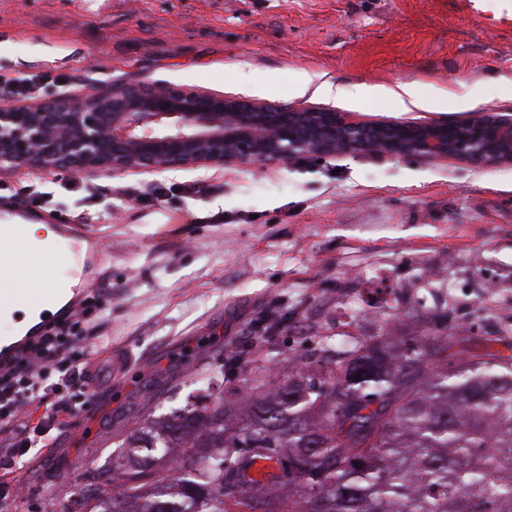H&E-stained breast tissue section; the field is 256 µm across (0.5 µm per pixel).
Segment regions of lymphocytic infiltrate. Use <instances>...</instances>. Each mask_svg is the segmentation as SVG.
I'll list each match as a JSON object with an SVG mask.
<instances>
[{
	"mask_svg": "<svg viewBox=\"0 0 512 512\" xmlns=\"http://www.w3.org/2000/svg\"><path fill=\"white\" fill-rule=\"evenodd\" d=\"M96 307L95 300H85L0 366V433L6 436L1 458L27 461L52 454L51 433L65 427L72 413L68 397L78 383L73 353L84 343L82 325ZM38 406L43 414L32 417L31 408Z\"/></svg>",
	"mask_w": 512,
	"mask_h": 512,
	"instance_id": "lymphocytic-infiltrate-1",
	"label": "lymphocytic infiltrate"
}]
</instances>
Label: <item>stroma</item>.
Returning a JSON list of instances; mask_svg holds the SVG:
<instances>
[{"mask_svg":"<svg viewBox=\"0 0 512 512\" xmlns=\"http://www.w3.org/2000/svg\"><path fill=\"white\" fill-rule=\"evenodd\" d=\"M249 70V85L237 69ZM50 73L30 97L157 81L361 122H455L512 113V0H0V74ZM309 73L336 98L301 95ZM415 83L454 105L402 112L352 86ZM46 193V223L84 226L101 244L80 298L82 366L112 344L136 364L71 393L55 450L12 468L27 489L6 512H69L70 493L118 460L117 433L144 408L175 411L223 383L213 354L278 320L259 357L286 381L292 357L316 369V333L402 336L447 326L456 349L512 351V164L362 153L140 169L0 168V210Z\"/></svg>","mask_w":512,"mask_h":512,"instance_id":"1","label":"stroma"}]
</instances>
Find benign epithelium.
I'll use <instances>...</instances> for the list:
<instances>
[{"mask_svg":"<svg viewBox=\"0 0 512 512\" xmlns=\"http://www.w3.org/2000/svg\"><path fill=\"white\" fill-rule=\"evenodd\" d=\"M358 152L511 164L512 113L480 112L454 124L363 123L330 110L277 107L153 82L0 106L1 168L165 172Z\"/></svg>","mask_w":512,"mask_h":512,"instance_id":"obj_1","label":"benign epithelium"}]
</instances>
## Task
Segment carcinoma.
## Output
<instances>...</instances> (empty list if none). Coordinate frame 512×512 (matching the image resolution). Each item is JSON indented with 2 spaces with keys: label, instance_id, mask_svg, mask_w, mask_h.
Returning <instances> with one entry per match:
<instances>
[{
  "label": "carcinoma",
  "instance_id": "carcinoma-1",
  "mask_svg": "<svg viewBox=\"0 0 512 512\" xmlns=\"http://www.w3.org/2000/svg\"><path fill=\"white\" fill-rule=\"evenodd\" d=\"M448 330L353 338L320 349L317 377L270 388L243 378L249 410L219 393L122 434L105 499L72 492L71 512H247L249 488L283 480L277 512H512V354L448 353ZM348 402L355 412L338 417ZM271 463L261 480L253 465Z\"/></svg>",
  "mask_w": 512,
  "mask_h": 512
}]
</instances>
